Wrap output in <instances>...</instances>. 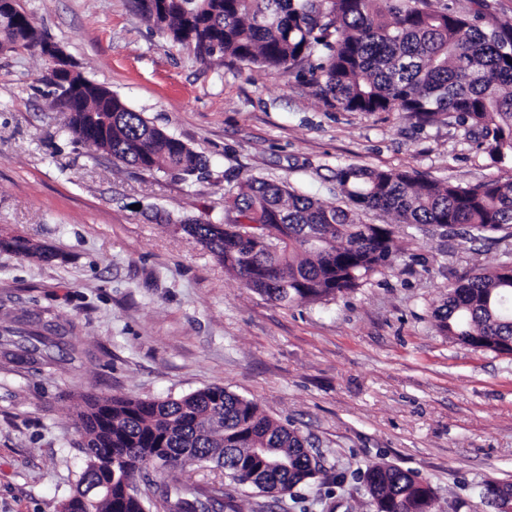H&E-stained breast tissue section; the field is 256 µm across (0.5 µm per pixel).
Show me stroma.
<instances>
[{"label":"stroma","mask_w":512,"mask_h":512,"mask_svg":"<svg viewBox=\"0 0 512 512\" xmlns=\"http://www.w3.org/2000/svg\"><path fill=\"white\" fill-rule=\"evenodd\" d=\"M88 79L202 154L187 184L113 164L51 107L39 51L0 52V334L62 337L54 362L0 347V512H60L84 469L78 416L90 397L178 398L220 386L310 442L319 471L271 497L215 468L170 466L153 483L220 485L230 512H370L366 470L389 464L434 492L433 512H494L486 482L512 483V355L460 344L435 313L479 266L512 264V237L469 241L375 210L398 247L354 290L288 306L244 288L170 222L224 216L250 177L336 201V166L408 170L468 185L512 176L453 118L330 106L307 65L293 74L171 44L134 0H19ZM168 223H160V216ZM0 247L1 249L36 257L38 260L43 262H53L57 260L62 261L63 259L60 254L49 249H44V247L35 246L28 239L20 235L12 236L6 244L3 242V247L0 241Z\"/></svg>","instance_id":"1"}]
</instances>
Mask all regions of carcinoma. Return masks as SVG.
<instances>
[{"instance_id": "carcinoma-1", "label": "carcinoma", "mask_w": 512, "mask_h": 512, "mask_svg": "<svg viewBox=\"0 0 512 512\" xmlns=\"http://www.w3.org/2000/svg\"><path fill=\"white\" fill-rule=\"evenodd\" d=\"M135 0L142 16L167 39L204 60L218 56L290 72L314 59L321 95L351 112H402L427 122L456 120L486 140L498 162L512 160V23L489 30L478 15L457 14L438 0ZM43 37L16 8L0 16V49H40ZM72 94L56 93L74 138L112 161L184 182L205 162L107 87L83 76ZM335 179L347 204L324 203L290 187L250 178L224 202L236 218L164 219L210 252L242 285L283 305L315 302L358 286L390 264L391 229L357 221V211L381 210L403 224L460 228L473 239L512 237V178L469 186L423 180L408 171L346 164ZM3 249L43 262L60 254L11 237ZM439 330L495 352L512 343V269H478L448 289L437 310ZM20 359L51 363L59 342L39 332L0 336ZM86 459L67 512H145L137 478L159 468L155 449L193 466L212 465L236 485L268 495L314 478L308 440L273 422L256 403L214 386L165 400L105 396L80 414ZM258 448L269 452L259 456ZM364 480L372 512H431L433 489L396 466L375 465ZM219 490L189 481L161 484L152 494L163 512H224ZM484 497L512 502V486L484 485Z\"/></svg>"}]
</instances>
